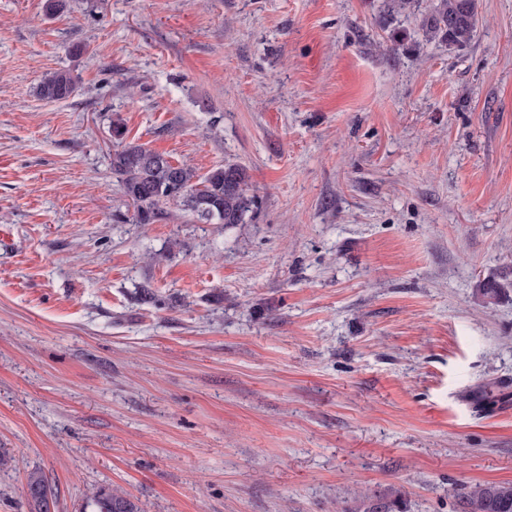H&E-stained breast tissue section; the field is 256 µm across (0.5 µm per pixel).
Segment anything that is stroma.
Here are the masks:
<instances>
[{"label": "stroma", "mask_w": 512, "mask_h": 512, "mask_svg": "<svg viewBox=\"0 0 512 512\" xmlns=\"http://www.w3.org/2000/svg\"><path fill=\"white\" fill-rule=\"evenodd\" d=\"M0 0V512H458L512 482V0ZM82 46L74 54V46ZM68 69L77 95L39 98ZM243 223H133L113 121ZM430 11L422 19V28L431 38L439 37L448 47L470 44L478 24L477 0H429ZM26 494L33 503L35 512H51L53 496L46 476L40 470H32L26 479ZM82 512H141V510L123 491L100 489L87 501ZM378 501H382L381 504ZM402 498L401 495L391 498L387 495L382 497L376 495H365L361 497L359 503L353 511L345 512H402L401 509Z\"/></svg>", "instance_id": "stroma-1"}]
</instances>
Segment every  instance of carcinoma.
Returning a JSON list of instances; mask_svg holds the SVG:
<instances>
[{"mask_svg": "<svg viewBox=\"0 0 512 512\" xmlns=\"http://www.w3.org/2000/svg\"><path fill=\"white\" fill-rule=\"evenodd\" d=\"M478 24V0H430V11L422 28L431 38L439 37L453 48L470 44ZM78 92L77 77L69 70L50 72L40 82L38 96L48 102L67 101ZM112 134L121 142L112 152V176L133 207L136 224H154L181 211L195 224H241L253 204L248 195L246 170L238 164H224L204 174L186 163L170 159L144 144L124 142L125 130L112 123ZM512 281L490 278L481 286L482 295L496 298ZM26 494L35 512H51L53 501L46 476L32 470L26 479ZM402 498L387 495L361 497L353 512H401ZM83 512H141L129 495L118 489L97 491ZM459 512H512V483H485L464 492Z\"/></svg>", "mask_w": 512, "mask_h": 512, "instance_id": "cac0c4a2", "label": "carcinoma"}]
</instances>
